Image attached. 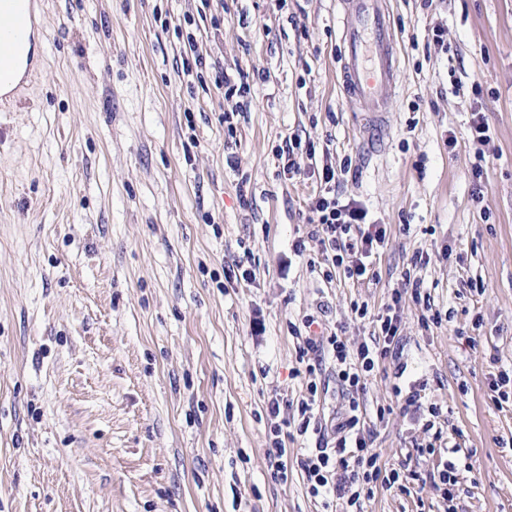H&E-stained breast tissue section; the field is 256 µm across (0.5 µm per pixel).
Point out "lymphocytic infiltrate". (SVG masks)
<instances>
[{"mask_svg": "<svg viewBox=\"0 0 512 512\" xmlns=\"http://www.w3.org/2000/svg\"><path fill=\"white\" fill-rule=\"evenodd\" d=\"M322 188L309 204L308 236L322 247L326 262L343 270L347 277L359 281L374 280L373 258L386 240L387 228L367 221L366 210L355 201L340 202L334 190L336 169L324 164L321 169ZM400 293H393L377 314H369L366 307L355 306L359 316H371L374 324L373 343L349 345L338 334L307 336L303 339L304 352L326 348L336 371V379L348 396L345 412L336 427L333 446L310 451L300 466L313 497L343 500L364 512L377 488H394L410 494L417 485L436 481L444 500H451L456 485V459H448L442 470L421 473L389 466L372 447V434L361 421L358 394L365 387L367 377L374 371L379 359L387 357L398 334L397 309Z\"/></svg>", "mask_w": 512, "mask_h": 512, "instance_id": "f902f5d3", "label": "lymphocytic infiltrate"}]
</instances>
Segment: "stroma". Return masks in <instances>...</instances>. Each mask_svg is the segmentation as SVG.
Returning <instances> with one entry per match:
<instances>
[{
	"label": "stroma",
	"instance_id": "1",
	"mask_svg": "<svg viewBox=\"0 0 512 512\" xmlns=\"http://www.w3.org/2000/svg\"><path fill=\"white\" fill-rule=\"evenodd\" d=\"M39 2L43 52L0 111V512H345L298 465L347 398L296 334L312 317L367 341L395 291L401 354L360 394L373 448L432 469L416 447L435 404L461 466L453 501L381 488L366 512H512V400H492L512 370V0H391L378 126L341 93L336 0ZM241 75L228 125L223 79ZM294 138L329 149L339 199L386 225L376 281L308 240L320 180L307 160L285 173ZM275 398L284 478L265 454Z\"/></svg>",
	"mask_w": 512,
	"mask_h": 512
}]
</instances>
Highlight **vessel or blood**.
<instances>
[{
  "label": "vessel or blood",
  "mask_w": 512,
  "mask_h": 512,
  "mask_svg": "<svg viewBox=\"0 0 512 512\" xmlns=\"http://www.w3.org/2000/svg\"><path fill=\"white\" fill-rule=\"evenodd\" d=\"M345 43L341 81L349 104L385 112L397 68L389 0H339Z\"/></svg>",
  "instance_id": "vessel-or-blood-1"
}]
</instances>
